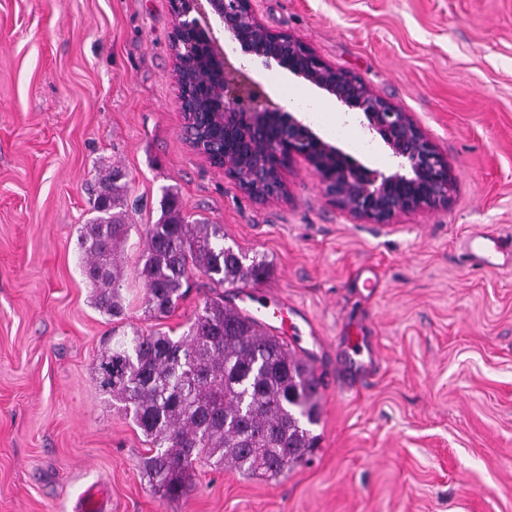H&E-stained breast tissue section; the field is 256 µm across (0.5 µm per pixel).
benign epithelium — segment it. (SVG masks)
I'll return each mask as SVG.
<instances>
[{"label":"benign epithelium","instance_id":"obj_1","mask_svg":"<svg viewBox=\"0 0 512 512\" xmlns=\"http://www.w3.org/2000/svg\"><path fill=\"white\" fill-rule=\"evenodd\" d=\"M173 32H197L205 45L210 112H190L184 95L179 106L186 117V143L211 164L224 169L239 188L259 201L287 194L285 172L295 158L304 159L338 207L370 224H389L401 213L436 209L448 203L454 175L447 159L410 113L375 94L351 72L339 70L292 36L269 29L258 18L253 0H171ZM228 33L243 53L264 63L274 60L301 78L362 112L367 129L392 152L387 171L353 161L325 142L291 112L273 103L261 86L235 68L217 36ZM224 135L240 144L244 157L261 155L246 173L202 143L198 133L214 120Z\"/></svg>","mask_w":512,"mask_h":512}]
</instances>
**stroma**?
I'll return each instance as SVG.
<instances>
[{
	"label": "stroma",
	"instance_id": "obj_1",
	"mask_svg": "<svg viewBox=\"0 0 512 512\" xmlns=\"http://www.w3.org/2000/svg\"><path fill=\"white\" fill-rule=\"evenodd\" d=\"M270 29L302 41L409 112L447 158V206L367 224L295 160L288 195L260 202L183 137L170 0H0V512H75L88 488L105 512H512V267L472 266V226L512 233V0H254ZM281 101L308 83L235 54ZM323 140L389 169L381 139ZM126 176L125 317L93 304L80 230L101 170ZM189 222L268 263L260 287L328 341L320 444L310 463L269 480L195 462L177 500L151 488L150 444L103 395L95 366L130 333L179 337L209 294L195 285L168 317L145 314L135 267L164 192ZM381 286L363 297L358 272ZM373 336L380 366L342 377L338 343Z\"/></svg>",
	"mask_w": 512,
	"mask_h": 512
}]
</instances>
